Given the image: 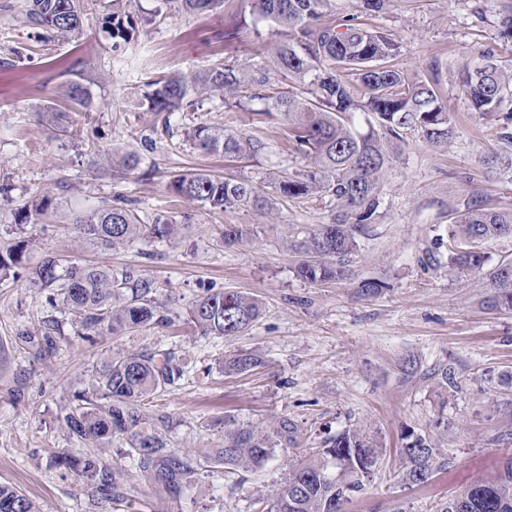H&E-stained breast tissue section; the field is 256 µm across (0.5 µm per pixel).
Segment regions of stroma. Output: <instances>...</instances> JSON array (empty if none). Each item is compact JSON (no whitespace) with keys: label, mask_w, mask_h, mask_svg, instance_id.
Listing matches in <instances>:
<instances>
[{"label":"stroma","mask_w":512,"mask_h":512,"mask_svg":"<svg viewBox=\"0 0 512 512\" xmlns=\"http://www.w3.org/2000/svg\"><path fill=\"white\" fill-rule=\"evenodd\" d=\"M22 2L0 0V184L10 187L0 198V248L24 238L31 266L54 254L150 279L172 325L83 339L25 278L0 281L1 484L21 489L40 512H113L111 504L93 505L83 478L56 467L52 456L73 446L55 421L59 407L118 349L172 347L188 361V381L156 402L173 419L170 447L205 452L223 445L225 425L269 429L284 417L299 433L297 445L276 447L262 466L208 469L181 501L140 486L139 512H261L286 460L355 427L384 454L346 512H394L401 504L408 512H436L452 492L512 457V311L487 304L491 272L512 261V236L487 242L485 265L469 272L449 266L441 243L466 211L512 210V179L481 163L492 153L512 157V146L503 144L496 119L472 110L459 83L488 48L512 71V47L498 37L504 0H394L388 14L367 18L399 43L396 67L437 79L454 130L440 148L415 136L393 145L352 274L328 284L299 278L286 244L288 225L327 222V200H279L266 213L240 206L217 215L167 190L173 175L202 170L245 176L267 191L281 172L302 169L286 122L265 114L263 102L228 108L216 94L201 114L267 141L259 158L235 164L187 147L146 154L141 173L126 180L100 167L101 150L138 144L147 134L152 114L135 111L146 82L271 58L274 27L256 18L251 0H224L207 14L142 27L121 52L102 26L112 0L87 7L80 38L37 49L15 22ZM69 80L85 87L86 109L62 112ZM44 191L55 197L54 217L25 215L24 205ZM116 195L135 199L144 223L178 221L177 235L143 236L116 250L81 236L74 218ZM226 224L242 226L247 240L223 245ZM366 278L383 288L363 294L358 285ZM210 285L259 300L263 312L245 335L204 336L187 325L188 308ZM49 318L58 321L57 348L43 360L21 334ZM243 350L260 354L263 366L225 372V360ZM411 432L440 452L441 465L423 487L406 485L399 472L398 450Z\"/></svg>","instance_id":"obj_1"}]
</instances>
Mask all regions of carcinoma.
<instances>
[{
	"label": "carcinoma",
	"instance_id": "cac0c4a2",
	"mask_svg": "<svg viewBox=\"0 0 512 512\" xmlns=\"http://www.w3.org/2000/svg\"><path fill=\"white\" fill-rule=\"evenodd\" d=\"M90 0H25L19 22L43 44L77 38L81 15ZM139 0H112L105 18L112 51L126 48L139 28L165 19L173 12L203 13L223 0H156L143 12ZM334 0H253V11L277 26L282 40L275 48L279 72L306 88L302 97L281 91L271 81L270 69L261 61L245 69L223 64L200 72L173 75L154 82L138 109L156 116L151 134L140 148L112 149L114 177L124 179L140 171L143 151L175 146V140L208 154L245 159L262 154L265 143L255 137L201 121L188 130L172 123L177 113L197 112L218 92L224 101L241 102L245 95L258 98L267 112L278 113L288 123L294 151L308 160V168L285 172L274 182V194L284 201L313 196L329 200L327 223L294 227L288 248L299 257L298 277L312 283H330L349 276L358 239L366 234L379 205L380 177L387 166L389 143L415 132L426 143H448L454 119L433 84L414 79L392 65L400 46L389 34L363 27L355 14L336 22L324 17ZM360 12L379 17L393 0H358ZM499 37L512 45V7L499 18ZM461 87L472 109L492 115L500 126V139L512 145V73L498 65L489 49L477 57L461 76ZM66 99L84 108L87 98L76 81L66 84ZM372 116L368 129L351 125L352 115ZM168 191L176 198L196 202L214 213L229 207L263 209L270 194L252 180L222 178L204 171L174 176ZM86 238L105 250L149 235L163 239L175 234L169 218L143 223L135 201L115 197L97 209L75 218ZM512 235V211L470 210L448 225V264L461 271L482 268L484 242ZM27 243L17 241L0 250V276L22 265ZM47 256L29 269L27 280L46 292L45 300L71 314L77 335L88 338L107 330L114 335L140 328L164 327L170 318L153 298L154 284L106 266L71 262ZM491 306L512 309V262L491 273ZM261 314L259 303L239 291L207 288L188 311L187 323L204 336H240ZM32 348L49 356L56 346L55 321L42 322L40 333L27 335ZM261 363L258 355L244 351L224 364L233 373L248 372ZM188 362L175 349H150L112 353L88 374L86 388L61 405L57 425L79 444L78 452L54 455V464L78 471L86 480L93 503L109 501L131 507L139 481L148 483L170 500L181 498L202 470L212 464L231 468L260 465L279 445L297 444V427L283 418L271 430L237 425L224 432V446L193 454L169 447L165 433L169 414L146 413V406L161 393L181 384ZM400 449L401 478L409 486L423 485L432 477L436 448L427 438L412 433ZM118 441L120 448L108 456L105 446ZM307 459L288 461L287 471L266 506V512H345L346 504L361 493L365 479L379 464L382 449L361 430L331 436L321 448L306 449ZM0 512H37L35 502L10 485H0ZM436 512H512V458L498 474L470 485L442 503Z\"/></svg>",
	"mask_w": 512,
	"mask_h": 512
}]
</instances>
